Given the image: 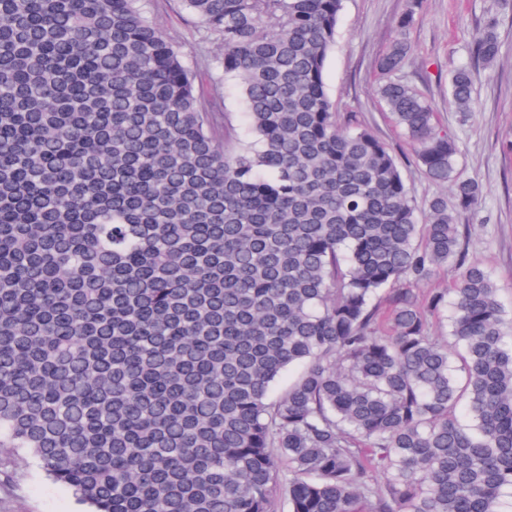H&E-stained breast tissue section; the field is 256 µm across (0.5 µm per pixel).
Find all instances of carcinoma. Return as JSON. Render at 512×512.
I'll return each mask as SVG.
<instances>
[{"label": "carcinoma", "mask_w": 512, "mask_h": 512, "mask_svg": "<svg viewBox=\"0 0 512 512\" xmlns=\"http://www.w3.org/2000/svg\"><path fill=\"white\" fill-rule=\"evenodd\" d=\"M138 2L0 0V448L91 512H499L512 336L465 253L482 187L402 76L412 14L378 94L452 186L424 224L326 95L343 0H180L238 82L232 152ZM448 98L473 111L470 65Z\"/></svg>", "instance_id": "cac0c4a2"}]
</instances>
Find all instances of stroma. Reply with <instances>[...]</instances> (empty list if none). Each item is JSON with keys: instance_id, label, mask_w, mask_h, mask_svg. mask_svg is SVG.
Wrapping results in <instances>:
<instances>
[{"instance_id": "35a3bbf8", "label": "stroma", "mask_w": 512, "mask_h": 512, "mask_svg": "<svg viewBox=\"0 0 512 512\" xmlns=\"http://www.w3.org/2000/svg\"><path fill=\"white\" fill-rule=\"evenodd\" d=\"M153 25L181 52L198 75L199 105L222 113L218 142L233 150L244 127L234 80H221L217 41L202 42L200 26L180 0H141ZM413 11L411 51L404 76L426 97L457 145L458 178L477 181L483 197L465 218L466 247L489 271L506 322L512 323V9L499 0H344L336 45L325 68L326 91L338 112L353 115L397 156L418 219L450 186L431 181L417 166L409 141L395 126L376 93V64L395 22ZM496 18L501 51L491 68L474 70L473 112L461 116L448 101V74L467 62L484 22ZM0 468V512H88L86 504L52 481L33 455L9 449Z\"/></svg>"}]
</instances>
